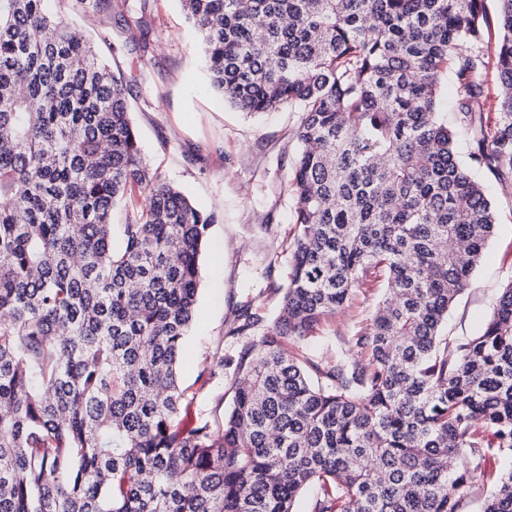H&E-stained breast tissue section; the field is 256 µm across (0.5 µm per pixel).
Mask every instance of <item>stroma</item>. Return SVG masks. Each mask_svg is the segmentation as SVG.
Listing matches in <instances>:
<instances>
[{"label": "stroma", "mask_w": 512, "mask_h": 512, "mask_svg": "<svg viewBox=\"0 0 512 512\" xmlns=\"http://www.w3.org/2000/svg\"><path fill=\"white\" fill-rule=\"evenodd\" d=\"M122 19L141 20L146 52L126 46L124 34L101 29L95 15L68 20L94 40L113 70L131 80L129 104L141 156L161 179L197 207L217 210L200 258L198 317L186 340L181 384L192 393L182 425L221 423L233 405V363L243 345L227 330L245 307H264L263 336L278 315L275 288L286 287L289 245L296 233L291 172L297 155L293 108L249 115L225 105L210 89L205 56L192 23L176 0H112ZM497 204V224L480 265L448 312L443 332L481 331L502 289L512 281V197L485 178ZM382 288L356 292L346 307L322 320L302 346L314 359L334 356L365 324ZM223 370H216L217 357Z\"/></svg>", "instance_id": "stroma-1"}]
</instances>
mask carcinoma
I'll list each match as a JSON object with an SVG mask.
<instances>
[{
  "mask_svg": "<svg viewBox=\"0 0 512 512\" xmlns=\"http://www.w3.org/2000/svg\"><path fill=\"white\" fill-rule=\"evenodd\" d=\"M46 2L0 0V512H296L310 485L311 512H461L475 481L512 512V281L480 334H441L497 223L474 173L512 188V0H180L223 102L303 113L288 284L218 428L175 418L220 216L143 162L127 82ZM370 282L347 349H288ZM498 38V31L496 28L492 29V39L491 43H489V48L491 51L492 59L490 60V64L485 73H483L481 79L484 86L485 91V109L486 113L489 114L490 117L494 116V113L497 112V104H498V94H499V77L498 71L494 64L493 59V50L495 43ZM145 204V194L135 189L132 193L127 194L123 204L116 208L113 214V224L126 223L128 215L142 211Z\"/></svg>",
  "mask_w": 512,
  "mask_h": 512,
  "instance_id": "obj_1",
  "label": "carcinoma"
}]
</instances>
